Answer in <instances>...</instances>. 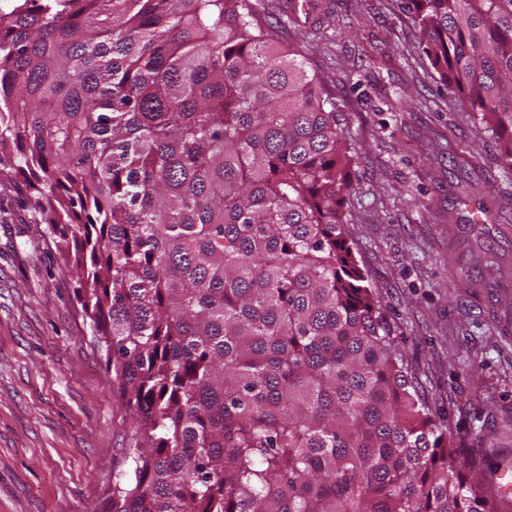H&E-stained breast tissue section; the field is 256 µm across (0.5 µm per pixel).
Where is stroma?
Instances as JSON below:
<instances>
[{"label":"stroma","instance_id":"obj_1","mask_svg":"<svg viewBox=\"0 0 512 512\" xmlns=\"http://www.w3.org/2000/svg\"><path fill=\"white\" fill-rule=\"evenodd\" d=\"M248 2L336 99L348 237L421 397L456 437L495 433L473 454L512 471V178L497 139L431 67L401 0ZM14 159L0 150V512H88L130 467L128 409Z\"/></svg>","mask_w":512,"mask_h":512}]
</instances>
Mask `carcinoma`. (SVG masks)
<instances>
[{"label": "carcinoma", "mask_w": 512, "mask_h": 512, "mask_svg": "<svg viewBox=\"0 0 512 512\" xmlns=\"http://www.w3.org/2000/svg\"><path fill=\"white\" fill-rule=\"evenodd\" d=\"M512 176V0H403ZM0 137L130 410L89 512H509L349 243L336 104L247 0H0Z\"/></svg>", "instance_id": "obj_1"}]
</instances>
